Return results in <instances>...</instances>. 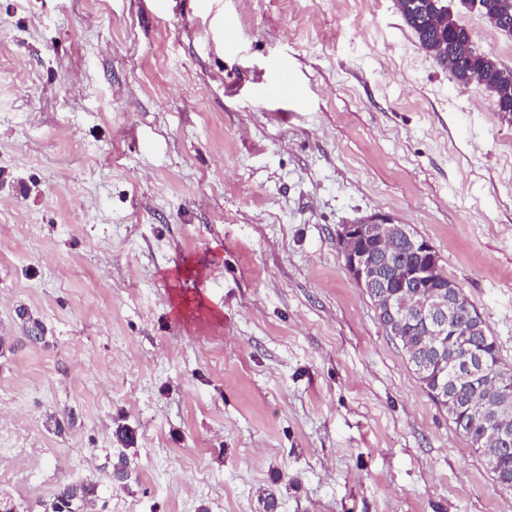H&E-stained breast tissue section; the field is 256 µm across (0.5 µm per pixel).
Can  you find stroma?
Returning a JSON list of instances; mask_svg holds the SVG:
<instances>
[{
  "instance_id": "stroma-1",
  "label": "stroma",
  "mask_w": 512,
  "mask_h": 512,
  "mask_svg": "<svg viewBox=\"0 0 512 512\" xmlns=\"http://www.w3.org/2000/svg\"><path fill=\"white\" fill-rule=\"evenodd\" d=\"M511 142L395 0H0V408L25 427L0 464L27 451L0 501L46 512V472L98 512H512L337 245L373 213L426 238L512 369Z\"/></svg>"
}]
</instances>
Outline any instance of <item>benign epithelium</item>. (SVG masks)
<instances>
[{
  "mask_svg": "<svg viewBox=\"0 0 512 512\" xmlns=\"http://www.w3.org/2000/svg\"><path fill=\"white\" fill-rule=\"evenodd\" d=\"M372 239L379 251L371 257L362 242ZM406 241L413 264L396 260L391 246ZM337 244L345 268L365 292L372 294L377 309L389 315L391 324L399 326L412 318H430L472 313L462 303L459 285L444 273L439 254L425 238L411 233L407 225L396 224L386 214H373L342 226ZM495 430L489 437L494 448H502L512 438V406L499 397L494 411Z\"/></svg>",
  "mask_w": 512,
  "mask_h": 512,
  "instance_id": "obj_1",
  "label": "benign epithelium"
}]
</instances>
